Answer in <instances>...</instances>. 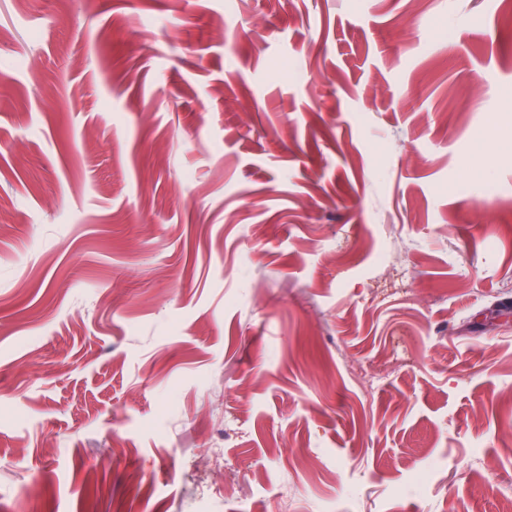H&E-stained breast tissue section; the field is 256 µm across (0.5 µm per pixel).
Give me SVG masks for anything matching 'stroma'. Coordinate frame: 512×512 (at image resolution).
Here are the masks:
<instances>
[{
	"label": "stroma",
	"instance_id": "35a3bbf8",
	"mask_svg": "<svg viewBox=\"0 0 512 512\" xmlns=\"http://www.w3.org/2000/svg\"><path fill=\"white\" fill-rule=\"evenodd\" d=\"M510 300L512 0H0V512H499Z\"/></svg>",
	"mask_w": 512,
	"mask_h": 512
}]
</instances>
